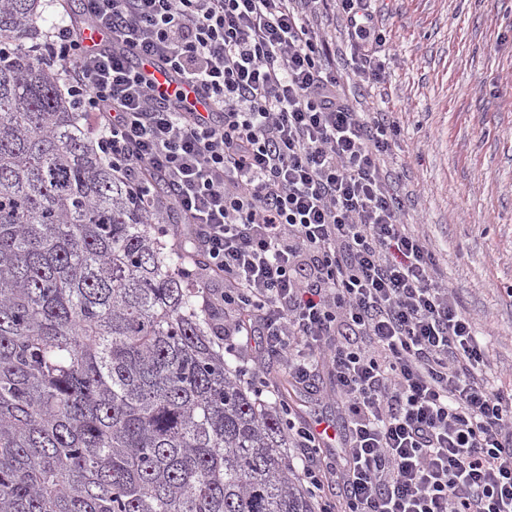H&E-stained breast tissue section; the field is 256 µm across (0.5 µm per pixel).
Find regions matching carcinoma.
Listing matches in <instances>:
<instances>
[{
  "label": "carcinoma",
  "mask_w": 512,
  "mask_h": 512,
  "mask_svg": "<svg viewBox=\"0 0 512 512\" xmlns=\"http://www.w3.org/2000/svg\"><path fill=\"white\" fill-rule=\"evenodd\" d=\"M0 0V512H313L203 279L145 221ZM32 44H27V41Z\"/></svg>",
  "instance_id": "obj_1"
}]
</instances>
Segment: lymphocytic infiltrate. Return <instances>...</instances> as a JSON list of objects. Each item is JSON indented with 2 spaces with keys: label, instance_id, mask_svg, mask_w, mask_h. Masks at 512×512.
<instances>
[{
  "label": "lymphocytic infiltrate",
  "instance_id": "obj_1",
  "mask_svg": "<svg viewBox=\"0 0 512 512\" xmlns=\"http://www.w3.org/2000/svg\"><path fill=\"white\" fill-rule=\"evenodd\" d=\"M339 2L349 76L376 83L371 0ZM318 3L83 0L104 43L57 24L45 48L145 217L204 255L225 335L255 337L307 389L329 377L341 452L304 469L309 494L328 475L343 512H512V393L489 381L471 318L399 221L386 122L350 106L310 24Z\"/></svg>",
  "mask_w": 512,
  "mask_h": 512
}]
</instances>
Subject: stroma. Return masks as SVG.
Listing matches in <instances>:
<instances>
[{
  "label": "stroma",
  "instance_id": "1",
  "mask_svg": "<svg viewBox=\"0 0 512 512\" xmlns=\"http://www.w3.org/2000/svg\"><path fill=\"white\" fill-rule=\"evenodd\" d=\"M385 78L347 80L337 8L314 20L355 111L396 121L385 165L401 219L422 235L512 388V0H373Z\"/></svg>",
  "mask_w": 512,
  "mask_h": 512
}]
</instances>
